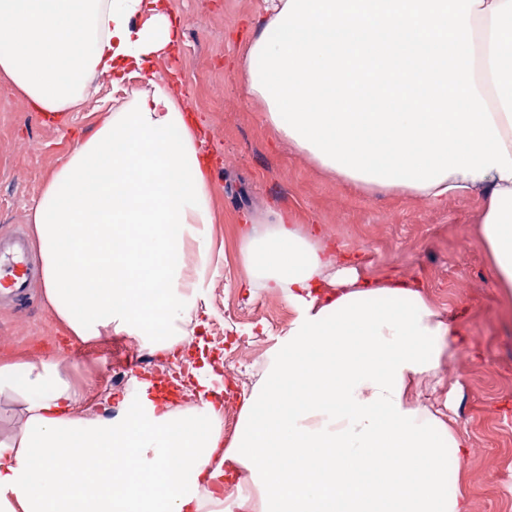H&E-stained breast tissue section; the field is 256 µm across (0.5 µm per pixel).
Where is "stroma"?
<instances>
[{
  "label": "stroma",
  "instance_id": "obj_1",
  "mask_svg": "<svg viewBox=\"0 0 512 512\" xmlns=\"http://www.w3.org/2000/svg\"><path fill=\"white\" fill-rule=\"evenodd\" d=\"M264 0H169L180 14L181 55L156 63L175 68V93L185 99L188 119L200 133V157L209 171L216 222L209 227L212 270L201 295L196 335L220 354L223 372L192 366L191 348L176 345L160 360L189 368L187 401L197 407L208 388L225 385L233 399L224 406L223 444L235 436L244 394L288 328L294 312L285 299L247 292L241 238L247 217L268 219L271 210L289 222L319 230L327 253L337 254L379 275L422 283L427 298L457 329L454 373L437 382L421 379L422 400L447 406L456 436L472 446L457 457L456 475L465 477L472 512H512V297L500 288L477 235L484 201L476 194L430 202L405 193L367 191L322 169L264 121L262 103L243 89L235 68L246 45L248 22ZM69 113L63 127L41 122L14 87L0 78V235L16 226L35 227L29 215L51 172L69 158L107 119L110 106L129 101L139 80L113 90L108 79ZM26 309L0 307V362L58 363L84 400L78 419L95 420L107 400L135 410L136 396L114 388L112 371L129 364V337L103 335L83 340L68 333L47 298Z\"/></svg>",
  "mask_w": 512,
  "mask_h": 512
}]
</instances>
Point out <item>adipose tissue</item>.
<instances>
[{"mask_svg": "<svg viewBox=\"0 0 512 512\" xmlns=\"http://www.w3.org/2000/svg\"><path fill=\"white\" fill-rule=\"evenodd\" d=\"M182 26L166 0H0V75L36 111H75L100 77L145 82L77 144L32 214L47 300L84 340L107 330L166 350L173 318L197 311L211 259L186 254L215 221L211 184L185 104L153 68ZM410 193L482 196L478 234L512 295V179L458 172ZM242 258L245 288L295 316L242 399L236 439L221 447L207 401L84 425L80 389L49 364H0V395L25 398L0 448V512H223L210 483L224 466L257 483L240 512L266 500L277 512H471L468 494H448L446 454L469 446L412 393L451 334L419 285L330 270L281 218L251 229Z\"/></svg>", "mask_w": 512, "mask_h": 512, "instance_id": "adipose-tissue-1", "label": "adipose tissue"}]
</instances>
